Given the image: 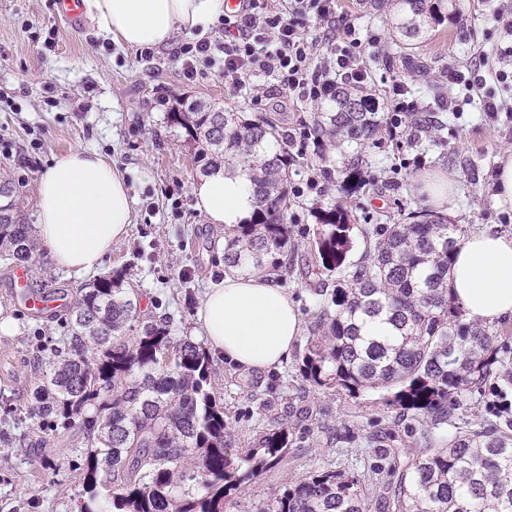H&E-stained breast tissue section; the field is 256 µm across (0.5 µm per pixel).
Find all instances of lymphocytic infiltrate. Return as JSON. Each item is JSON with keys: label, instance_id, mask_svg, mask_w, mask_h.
<instances>
[{"label": "lymphocytic infiltrate", "instance_id": "1", "mask_svg": "<svg viewBox=\"0 0 512 512\" xmlns=\"http://www.w3.org/2000/svg\"><path fill=\"white\" fill-rule=\"evenodd\" d=\"M235 34L224 41L201 38L181 43L173 55L186 79L206 67L223 77L233 91H241L251 75L263 72L277 78L289 94L313 102L330 98L336 84L364 86L368 74L360 65L366 49L376 47L378 36L362 39L351 15L338 9L337 0H279L268 10L266 0H247L243 13L224 18ZM323 44L322 62H314L316 44ZM481 65L449 66L445 78L463 87V99L445 101V110L462 113L465 105L480 102L483 111L499 112L504 104L493 95L475 98L484 77Z\"/></svg>", "mask_w": 512, "mask_h": 512}]
</instances>
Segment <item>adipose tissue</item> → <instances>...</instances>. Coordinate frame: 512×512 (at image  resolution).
I'll list each match as a JSON object with an SVG mask.
<instances>
[{"instance_id":"obj_1","label":"adipose tissue","mask_w":512,"mask_h":512,"mask_svg":"<svg viewBox=\"0 0 512 512\" xmlns=\"http://www.w3.org/2000/svg\"><path fill=\"white\" fill-rule=\"evenodd\" d=\"M88 17L112 41L160 46L187 32L207 33L224 0H83ZM196 209L212 224L232 227L250 217L247 176L221 173L193 186ZM36 231L61 266L80 273L100 268L112 242L132 222V201L111 162L75 148L55 158L37 184ZM451 291L467 317L491 323L512 317V235L473 229L461 236ZM210 351L243 370L282 365L299 338L301 315L274 279L228 276L210 284L197 313Z\"/></svg>"}]
</instances>
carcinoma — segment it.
I'll return each mask as SVG.
<instances>
[{
	"label": "carcinoma",
	"instance_id": "cac0c4a2",
	"mask_svg": "<svg viewBox=\"0 0 512 512\" xmlns=\"http://www.w3.org/2000/svg\"><path fill=\"white\" fill-rule=\"evenodd\" d=\"M453 2L386 0L397 52L428 40L456 13ZM169 119L185 130L201 175L245 173L253 183L250 218L224 229V271L282 277L294 248L282 128L197 100H177ZM384 120L374 95L339 84L311 132L360 159ZM14 194L0 180V262L10 267L33 262L32 225L14 212ZM353 230L341 207L321 211L311 247L336 285L299 373L312 386L350 394L394 391V402L428 426L429 441L463 393L494 374L512 384V364L498 356V336L467 320L448 287L459 225L416 210L404 224H366L364 251L349 261ZM65 321L64 347L39 375L31 402L39 443L73 428L86 446L68 461L82 480L79 512H224L227 492L251 483L288 448L290 430L278 425L240 462L231 460L206 349L175 342L167 327L141 317L138 295L120 276L80 289ZM383 453L402 471L386 488V512H512L511 419L492 431L458 427L444 445L412 458L399 448ZM255 512L370 510L361 476L326 470L272 491Z\"/></svg>",
	"mask_w": 512,
	"mask_h": 512
}]
</instances>
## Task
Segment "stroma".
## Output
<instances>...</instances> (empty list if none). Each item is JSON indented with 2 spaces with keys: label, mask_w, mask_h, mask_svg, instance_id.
Wrapping results in <instances>:
<instances>
[{
  "label": "stroma",
  "mask_w": 512,
  "mask_h": 512,
  "mask_svg": "<svg viewBox=\"0 0 512 512\" xmlns=\"http://www.w3.org/2000/svg\"><path fill=\"white\" fill-rule=\"evenodd\" d=\"M339 7L357 17L361 35L381 36L366 59L376 93L391 81H405L423 110L406 117L408 140L399 145L382 140L365 150L362 164L352 165L331 144L326 161L310 154L294 158L291 182L304 193L288 210L296 219L295 251L280 284L302 315L300 339L288 361L273 370L247 372L224 359L212 360L229 455L252 447L263 430L278 423L289 427L292 442L246 490L230 495L228 512H252L271 490L328 469L370 472L378 463L379 443L410 456L425 446L412 412L383 403L380 392L352 397L317 389L297 371L334 286L318 270L310 248L319 210L342 206L349 223L359 226L399 224L408 211L427 209L420 178L441 171L458 188L449 223L466 231L487 227L512 233V213L496 209L492 186L500 160L512 153V112L491 116L474 104L456 117L440 107L455 93L442 80L448 65H469L500 38L491 0H457V18L438 27L410 61L396 53L388 12L377 0H340ZM182 97L201 98L254 120L275 116L286 129L310 124L324 109L294 99L264 75L251 78L239 92L211 69L187 81L171 47L144 56L139 48L112 42L93 22L80 31L68 29L52 0H0V142L11 149L0 154V177L19 189L18 215L36 223L37 181L54 158L78 146L96 150L122 174L132 198V222L127 234L113 241L102 274L122 275L138 294L144 319L167 322L174 340L198 343L201 300L209 284L224 277L219 250L224 229L208 223L194 206L192 187L201 174L183 129L167 116L170 104ZM324 168L331 174L325 192L306 189L307 179ZM29 271L33 288H63L72 299L94 279L56 264L42 244ZM10 276L0 265V313L16 322L13 335H0V431L10 436L0 442V512H78L81 480L67 466L81 447L77 435L70 431L49 439L38 452L29 450L38 431L28 395L67 334L65 315L29 314L12 300ZM494 390L488 384L464 393L452 425L488 429L502 422L497 404L512 403V385L500 398Z\"/></svg>",
  "instance_id": "1"
}]
</instances>
